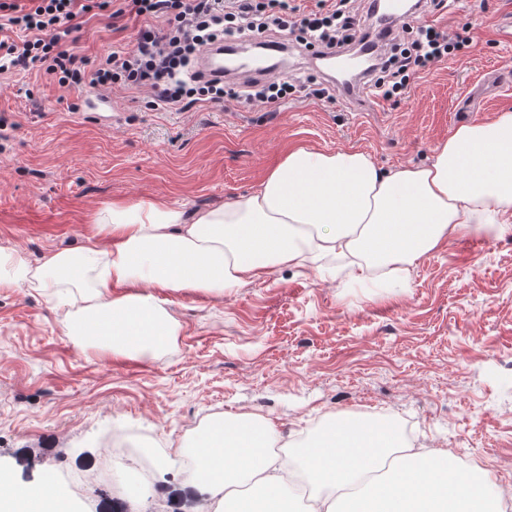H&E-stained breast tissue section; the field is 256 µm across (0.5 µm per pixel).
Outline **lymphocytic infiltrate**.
Wrapping results in <instances>:
<instances>
[{
    "mask_svg": "<svg viewBox=\"0 0 512 512\" xmlns=\"http://www.w3.org/2000/svg\"><path fill=\"white\" fill-rule=\"evenodd\" d=\"M113 18L131 14L161 17L163 28H141L131 49L102 57L85 75L69 49L68 38L91 0H0V18L24 32L21 41L0 40V70L23 66L46 68L62 85L108 87L122 83L150 89L152 109L200 102H223L222 82L198 74L202 52L221 37L275 28L281 34L301 33L323 48H341L369 36L368 16L353 0H331L323 11H308L291 0H122ZM457 38L424 25L412 39L396 35L389 55L374 68L372 85L386 100L404 96L410 80L460 49Z\"/></svg>",
    "mask_w": 512,
    "mask_h": 512,
    "instance_id": "1",
    "label": "lymphocytic infiltrate"
}]
</instances>
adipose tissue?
I'll return each instance as SVG.
<instances>
[{
  "label": "adipose tissue",
  "mask_w": 512,
  "mask_h": 512,
  "mask_svg": "<svg viewBox=\"0 0 512 512\" xmlns=\"http://www.w3.org/2000/svg\"><path fill=\"white\" fill-rule=\"evenodd\" d=\"M512 233V111L458 126L430 163L380 172L362 151L295 146L256 190L186 211L154 198L117 200L95 213L84 245L31 265L0 246L4 285L81 291L63 326L78 348L102 344L141 357L167 346L180 325L159 290L224 291L282 266L347 259L351 277L395 288L457 236ZM274 424L254 415L213 419L191 440L197 478L220 512H289L292 470L270 450ZM315 493L307 512H504L488 473L447 450L401 445L384 421L335 420L305 446ZM0 512H71L49 486L0 480Z\"/></svg>",
  "instance_id": "adipose-tissue-1"
}]
</instances>
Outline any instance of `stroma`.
Here are the masks:
<instances>
[{
    "instance_id": "stroma-1",
    "label": "stroma",
    "mask_w": 512,
    "mask_h": 512,
    "mask_svg": "<svg viewBox=\"0 0 512 512\" xmlns=\"http://www.w3.org/2000/svg\"><path fill=\"white\" fill-rule=\"evenodd\" d=\"M512 0H446L427 23L465 38L398 100L364 108L292 96L270 108L228 100L146 109L116 83L99 101L42 69L0 71V246L30 261L84 243L93 215L119 198L189 210L251 193L289 147L356 149L388 171L427 162L460 124L512 110V44L499 42ZM71 49L95 60L133 46L152 21L110 10L78 20ZM61 290L0 288V475L51 483L74 512H206L183 451L216 415L250 414L304 445L333 418L410 424L418 448L450 449L512 491V235L451 240L404 288L350 280L335 258L279 268L225 292H160L181 329L148 358L77 349ZM150 456L152 483L114 463L94 474L112 435Z\"/></svg>"
}]
</instances>
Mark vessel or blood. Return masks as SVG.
<instances>
[{
  "instance_id": "obj_1",
  "label": "vessel or blood",
  "mask_w": 512,
  "mask_h": 512,
  "mask_svg": "<svg viewBox=\"0 0 512 512\" xmlns=\"http://www.w3.org/2000/svg\"><path fill=\"white\" fill-rule=\"evenodd\" d=\"M378 30L390 29L401 23L406 16L402 0H381ZM248 45L236 40H221L213 44L202 55L198 67L200 74L213 80L229 79L241 83L248 82L282 69V45L278 42L263 44L261 56L248 58ZM376 49L371 41L360 43L356 50L321 51L316 62H329L337 71L333 84L338 94L347 101L364 104L370 90L367 82L371 74L370 60Z\"/></svg>"
}]
</instances>
